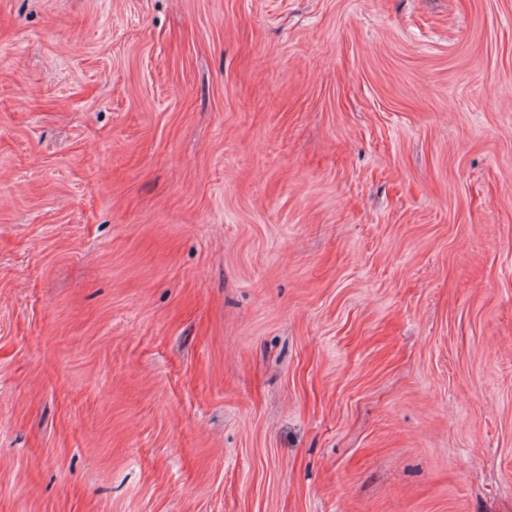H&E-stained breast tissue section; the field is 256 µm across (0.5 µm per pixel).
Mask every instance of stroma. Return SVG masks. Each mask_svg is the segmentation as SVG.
Segmentation results:
<instances>
[{
	"label": "stroma",
	"mask_w": 512,
	"mask_h": 512,
	"mask_svg": "<svg viewBox=\"0 0 512 512\" xmlns=\"http://www.w3.org/2000/svg\"><path fill=\"white\" fill-rule=\"evenodd\" d=\"M0 512H512V0H0Z\"/></svg>",
	"instance_id": "stroma-1"
}]
</instances>
